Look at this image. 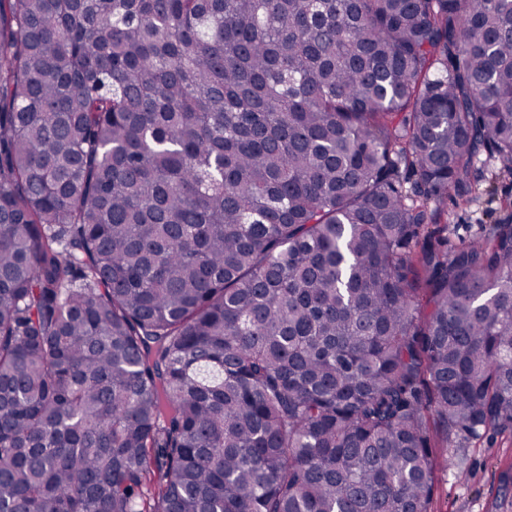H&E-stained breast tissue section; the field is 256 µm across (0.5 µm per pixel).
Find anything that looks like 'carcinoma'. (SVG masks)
<instances>
[{
    "mask_svg": "<svg viewBox=\"0 0 512 512\" xmlns=\"http://www.w3.org/2000/svg\"><path fill=\"white\" fill-rule=\"evenodd\" d=\"M512 0H0V512H431L512 430ZM495 201L483 194L476 201L464 203L448 198V248L461 239L474 238L482 230L480 224H493L504 217L496 210L501 199H512V176L500 177L492 183Z\"/></svg>",
    "mask_w": 512,
    "mask_h": 512,
    "instance_id": "obj_1",
    "label": "carcinoma"
}]
</instances>
